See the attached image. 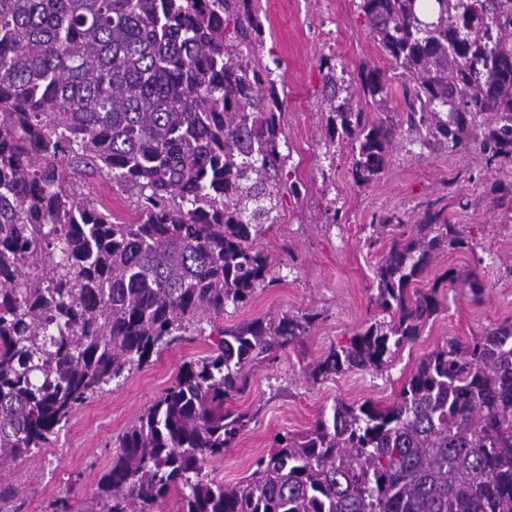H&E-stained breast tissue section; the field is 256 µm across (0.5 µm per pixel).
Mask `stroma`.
I'll use <instances>...</instances> for the list:
<instances>
[{
  "label": "stroma",
  "mask_w": 512,
  "mask_h": 512,
  "mask_svg": "<svg viewBox=\"0 0 512 512\" xmlns=\"http://www.w3.org/2000/svg\"><path fill=\"white\" fill-rule=\"evenodd\" d=\"M358 0H260L265 43L263 62L277 82L291 180L302 195L285 197L278 224L259 242L280 264V280L257 289L246 305L227 307L220 323L232 326L261 316L313 313L317 319L295 347L249 367V389L231 402L251 423L215 464V475L233 483L279 434L311 428L336 399L392 402L411 371L446 341L467 339L512 317V206L496 205L494 183L512 186V164L487 167L475 147L415 155L397 138L390 162L374 183L354 185L347 149L326 151L321 112L320 62L335 56L346 72L381 70L390 83L391 111L404 109L403 82L373 42L357 11ZM444 209L463 229L466 247L438 254L419 287L455 269L473 270L487 281L481 304L458 288L441 291V310L418 339L403 346L381 372L349 371L308 383L303 368L373 319V270L380 253L368 248L369 226L396 214L414 231L427 208ZM216 336H197L152 355L141 370L112 382L76 412L33 458L0 464V482L18 491L22 512H47L56 497L69 495L75 512L91 501L93 488L112 458L114 444L175 379L180 367L212 352Z\"/></svg>",
  "instance_id": "stroma-1"
}]
</instances>
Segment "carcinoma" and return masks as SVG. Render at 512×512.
Instances as JSON below:
<instances>
[{
    "label": "carcinoma",
    "mask_w": 512,
    "mask_h": 512,
    "mask_svg": "<svg viewBox=\"0 0 512 512\" xmlns=\"http://www.w3.org/2000/svg\"><path fill=\"white\" fill-rule=\"evenodd\" d=\"M360 0L406 86L388 112L378 69L320 66L326 137L350 147L355 185L396 137L420 150L474 143L512 163V0ZM259 0H0V461L34 456L105 387L276 281L256 241L287 192L282 101L263 62ZM137 196L119 219L77 186L81 168ZM401 220L369 225L373 245ZM378 262L382 318L306 365L317 383L385 370L440 312V284L478 303L480 275L410 289L466 245L444 210ZM317 315L219 329L211 354L118 438L89 512H512V322L422 359L389 406L339 399L279 434L252 472L208 471L250 423L227 402L245 367L297 344Z\"/></svg>",
    "instance_id": "obj_1"
}]
</instances>
